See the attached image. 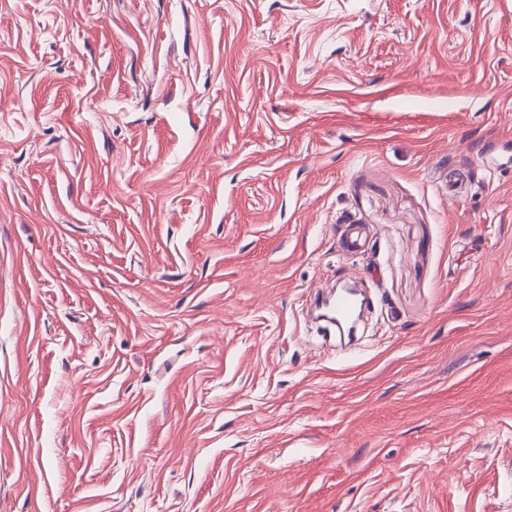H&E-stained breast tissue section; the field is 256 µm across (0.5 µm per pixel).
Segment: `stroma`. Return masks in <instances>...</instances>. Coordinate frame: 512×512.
<instances>
[{
	"mask_svg": "<svg viewBox=\"0 0 512 512\" xmlns=\"http://www.w3.org/2000/svg\"><path fill=\"white\" fill-rule=\"evenodd\" d=\"M0 512H512V0H0ZM336 288V289H335ZM341 288V289H338ZM320 302V309L323 311L321 320L326 323L324 329L331 335L332 330L344 334L348 332L358 321L363 305V300L358 298V294L349 291L346 287H339L335 284L321 289L316 298Z\"/></svg>",
	"mask_w": 512,
	"mask_h": 512,
	"instance_id": "1",
	"label": "stroma"
}]
</instances>
